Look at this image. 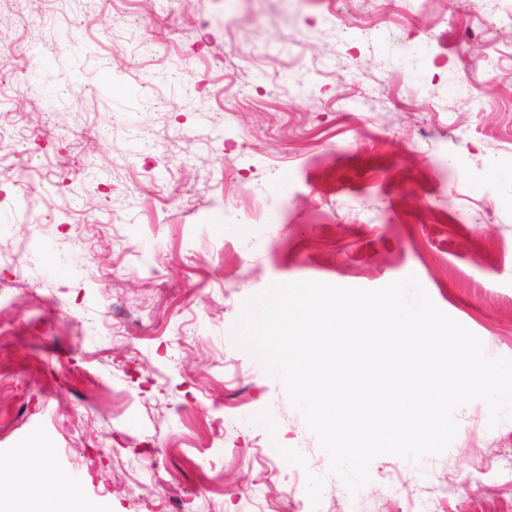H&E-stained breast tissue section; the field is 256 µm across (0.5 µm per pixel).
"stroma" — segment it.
<instances>
[{"instance_id": "stroma-1", "label": "stroma", "mask_w": 512, "mask_h": 512, "mask_svg": "<svg viewBox=\"0 0 512 512\" xmlns=\"http://www.w3.org/2000/svg\"><path fill=\"white\" fill-rule=\"evenodd\" d=\"M471 8L0 0V478L58 477L18 512H512V418L352 494L231 336L273 283L413 275L512 358V0Z\"/></svg>"}]
</instances>
